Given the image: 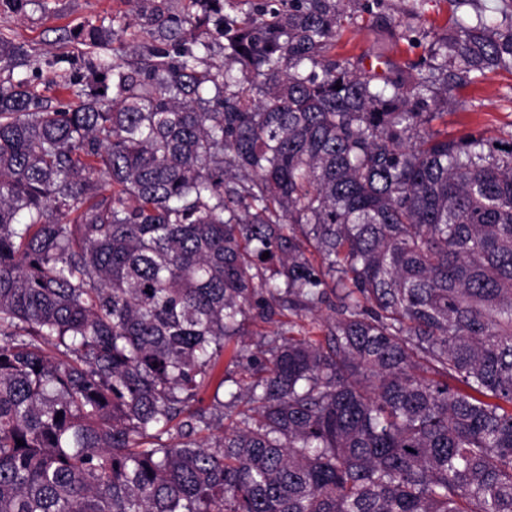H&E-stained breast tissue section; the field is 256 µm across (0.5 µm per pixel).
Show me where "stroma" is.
Wrapping results in <instances>:
<instances>
[{
  "label": "stroma",
  "mask_w": 512,
  "mask_h": 512,
  "mask_svg": "<svg viewBox=\"0 0 512 512\" xmlns=\"http://www.w3.org/2000/svg\"><path fill=\"white\" fill-rule=\"evenodd\" d=\"M416 0H346L342 35L331 53L336 57H357L363 66H375L384 73L388 64L402 65L427 58L434 33L455 16L483 15L498 17L501 0H469L457 6L455 0H426L423 15L415 13ZM129 0H30L21 14L0 13V34L24 44L43 59L69 53L73 64L61 68L44 69L40 89L45 96L55 97L54 84L71 71H83L84 58L75 44L61 41L62 31L76 29L87 23L111 26L116 15L130 13ZM390 44L386 63H375L381 44ZM448 132L459 136L481 133L494 139L512 128V73L492 72L475 84L458 87L448 106ZM322 316L283 311L275 321L266 322L248 315L241 325L235 348L257 354L266 347L276 333L286 331L295 336L322 340ZM226 383L220 389H207L202 406L208 418H217L215 401H227L228 392L235 384L246 385L251 373L240 366L231 351H225L216 371Z\"/></svg>",
  "instance_id": "obj_1"
}]
</instances>
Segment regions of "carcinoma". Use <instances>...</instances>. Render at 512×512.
Returning a JSON list of instances; mask_svg holds the SVG:
<instances>
[{"label": "carcinoma", "mask_w": 512, "mask_h": 512, "mask_svg": "<svg viewBox=\"0 0 512 512\" xmlns=\"http://www.w3.org/2000/svg\"><path fill=\"white\" fill-rule=\"evenodd\" d=\"M134 2L55 105L0 35V512H512V130L434 126L512 0L382 76L343 0ZM324 306L203 435L241 317Z\"/></svg>", "instance_id": "carcinoma-1"}]
</instances>
